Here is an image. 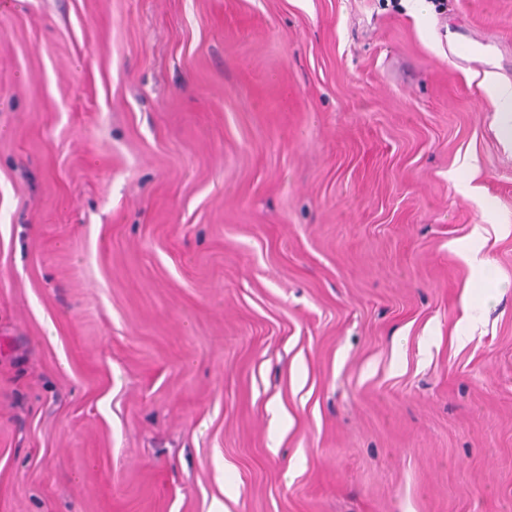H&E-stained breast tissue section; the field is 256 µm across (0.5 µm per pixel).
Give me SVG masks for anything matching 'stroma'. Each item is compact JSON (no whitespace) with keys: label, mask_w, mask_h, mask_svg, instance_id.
<instances>
[{"label":"stroma","mask_w":512,"mask_h":512,"mask_svg":"<svg viewBox=\"0 0 512 512\" xmlns=\"http://www.w3.org/2000/svg\"><path fill=\"white\" fill-rule=\"evenodd\" d=\"M429 2L0 11V512H512V0ZM485 81L491 87L493 95L498 103L500 112V124L503 139L512 143V84L499 83L493 74L487 73Z\"/></svg>","instance_id":"stroma-1"}]
</instances>
